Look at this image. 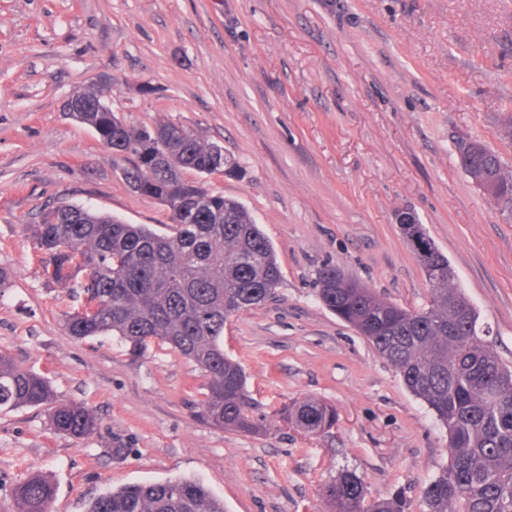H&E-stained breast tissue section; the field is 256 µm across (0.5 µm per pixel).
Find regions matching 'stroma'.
I'll use <instances>...</instances> for the list:
<instances>
[{
  "instance_id": "35a3bbf8",
  "label": "stroma",
  "mask_w": 512,
  "mask_h": 512,
  "mask_svg": "<svg viewBox=\"0 0 512 512\" xmlns=\"http://www.w3.org/2000/svg\"><path fill=\"white\" fill-rule=\"evenodd\" d=\"M112 79V110L170 120L224 146L242 177H206L272 242L275 298L232 316L224 351L254 399L252 433L205 423V380L166 348L132 360L113 337L77 342L74 302L45 283L25 227L62 203L166 232L167 208L126 184L124 158L64 114L76 87ZM151 94H141V85ZM512 0H0V349L82 402L88 440L53 433L43 411L0 413V512L32 472L52 512H84L108 489L200 479L225 512H333L321 487L356 473L371 496L419 512L448 461L446 432L366 338L321 304L336 266L408 309L429 300L397 224L414 212L454 284L512 367V220L463 172L458 140L512 169ZM336 410L305 434L282 409Z\"/></svg>"
}]
</instances>
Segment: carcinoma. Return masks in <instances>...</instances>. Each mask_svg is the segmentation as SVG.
Listing matches in <instances>:
<instances>
[{"instance_id":"carcinoma-1","label":"carcinoma","mask_w":512,"mask_h":512,"mask_svg":"<svg viewBox=\"0 0 512 512\" xmlns=\"http://www.w3.org/2000/svg\"><path fill=\"white\" fill-rule=\"evenodd\" d=\"M88 107L73 119L130 163L128 185L162 203L171 233L64 203L26 229L42 253L44 279L84 302L64 315L65 335L113 336L139 359L165 345L205 378L202 416L232 431L253 429L252 402L238 363L224 355L229 317L272 298L281 280L275 249L246 207L213 192L203 176L236 171L224 146L172 121L132 125L104 109V87L83 89ZM464 171L484 177L503 215H512V171L493 150L460 140ZM198 175L196 179L186 173ZM430 288L426 307L409 310L379 299L336 267L319 274L318 297L354 326L424 400L448 432V462L425 488L422 512H512V369L482 336L479 314L453 284L448 258L425 234L402 224ZM41 408L50 429L90 438L97 418L83 403L57 398L49 379L0 350V411ZM291 421L305 433L328 430L332 407L309 398ZM334 512H405L398 497H368L363 480L343 470L322 486ZM53 486L39 474L18 482L14 512H51ZM85 512H224V503L193 479L134 483L94 498Z\"/></svg>"}]
</instances>
